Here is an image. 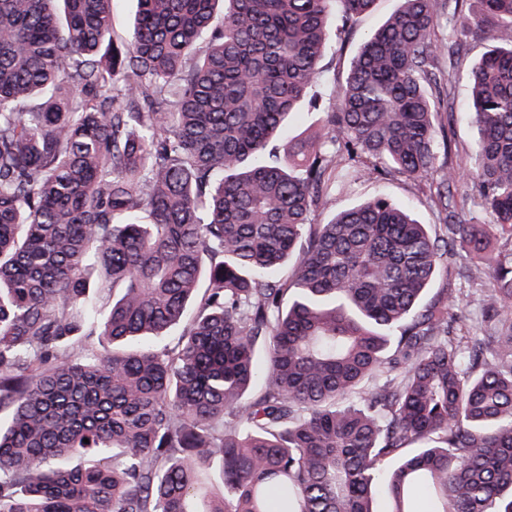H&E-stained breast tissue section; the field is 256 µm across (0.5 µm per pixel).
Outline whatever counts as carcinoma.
Listing matches in <instances>:
<instances>
[{"mask_svg": "<svg viewBox=\"0 0 512 512\" xmlns=\"http://www.w3.org/2000/svg\"><path fill=\"white\" fill-rule=\"evenodd\" d=\"M136 2L116 43L112 0H0V512H512V0H402L294 137L375 0ZM432 174L442 234L384 197L313 223ZM462 185L489 223H448ZM456 256L467 340L421 303ZM469 98V86L466 81H461L456 85L455 90L454 123L448 127V140H451V157L454 164L464 163L465 152L471 149L477 138L476 128L461 115L468 105ZM427 180H414L399 176L392 180L372 181L366 179H353L344 188L336 193L329 209L315 216L316 223H324L336 213L347 210L363 201L384 195L398 204H408L416 217L423 223L429 224L434 233L435 225L441 233L435 211L431 208L428 199ZM449 283V284H448ZM485 279L483 275H471L470 277L457 276L455 272L448 275L446 281L438 276L425 295V301L429 302L441 290V288H454V300L462 307L471 318L479 316L482 300L485 293Z\"/></svg>", "mask_w": 512, "mask_h": 512, "instance_id": "1", "label": "carcinoma"}]
</instances>
